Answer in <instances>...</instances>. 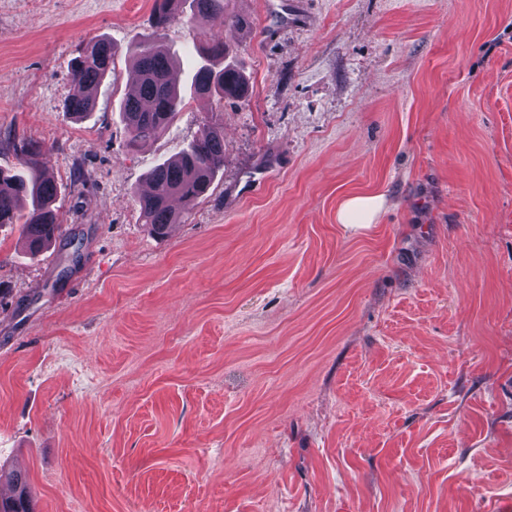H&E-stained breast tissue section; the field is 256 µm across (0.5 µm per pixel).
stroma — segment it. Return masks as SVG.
<instances>
[{
  "label": "stroma",
  "mask_w": 512,
  "mask_h": 512,
  "mask_svg": "<svg viewBox=\"0 0 512 512\" xmlns=\"http://www.w3.org/2000/svg\"><path fill=\"white\" fill-rule=\"evenodd\" d=\"M287 3L160 35L154 0H0V170L37 142L63 220L35 257L0 226V470L35 512H512V0ZM158 35L183 107L133 149ZM219 38L245 98L192 88ZM207 125L223 170L151 235L137 194ZM373 189L378 223H337ZM114 51L108 41L98 39L89 42L71 66L72 82L80 90L70 97L66 112L82 114L92 112L96 98L92 90L112 72Z\"/></svg>",
  "instance_id": "stroma-1"
}]
</instances>
